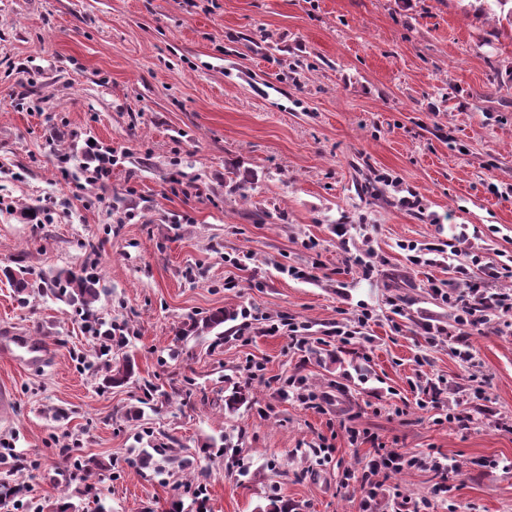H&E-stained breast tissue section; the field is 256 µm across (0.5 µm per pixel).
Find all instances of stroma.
Returning a JSON list of instances; mask_svg holds the SVG:
<instances>
[{
	"instance_id": "1",
	"label": "stroma",
	"mask_w": 512,
	"mask_h": 512,
	"mask_svg": "<svg viewBox=\"0 0 512 512\" xmlns=\"http://www.w3.org/2000/svg\"><path fill=\"white\" fill-rule=\"evenodd\" d=\"M90 137L117 157L102 185L82 175ZM410 189L418 207L402 203ZM440 238L454 255L424 266L399 248ZM499 252L512 255V23L495 0H0V268L36 281L97 263L94 315L113 357L138 366L103 387L81 316L38 293L19 302L0 276V331L49 354L41 368L0 355V474L42 512L72 445L98 462L69 488L76 512H360L372 448L353 430L457 469L445 493L429 470L389 475L372 512L405 498L512 512V326L491 318L460 364L454 311L430 289ZM365 308L342 347L331 329ZM218 309L234 314L223 338L175 341ZM288 318L308 324L306 349L268 333ZM427 323L444 336L428 340ZM294 374L319 407L279 394ZM430 380L444 392L422 409L414 388ZM147 381L164 397L144 408ZM235 385L250 400L230 415ZM459 410L468 429L445 419ZM164 434L207 469L205 503L154 452ZM210 438L223 457L200 452Z\"/></svg>"
}]
</instances>
